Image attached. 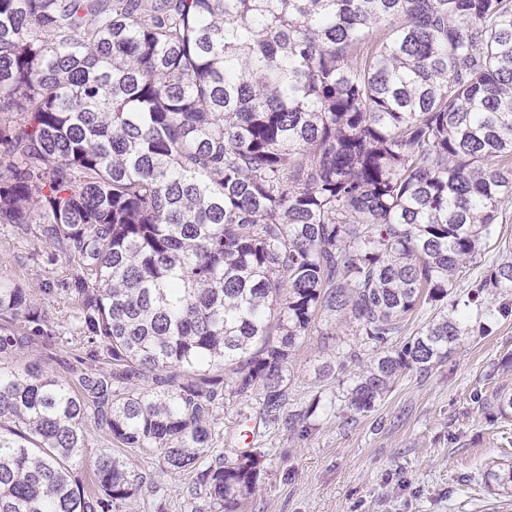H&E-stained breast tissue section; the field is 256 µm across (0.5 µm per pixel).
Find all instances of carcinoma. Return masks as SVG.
Returning <instances> with one entry per match:
<instances>
[{
    "instance_id": "1",
    "label": "carcinoma",
    "mask_w": 512,
    "mask_h": 512,
    "mask_svg": "<svg viewBox=\"0 0 512 512\" xmlns=\"http://www.w3.org/2000/svg\"><path fill=\"white\" fill-rule=\"evenodd\" d=\"M511 161L512 0H0V226L73 305L0 278V512H120L145 477L86 458L89 422L196 471L190 512H238L262 455L212 458L207 374L276 420L292 351L348 316L370 356L321 370L358 364L360 414L487 333L512 315V250L487 258ZM66 331L112 369L10 364ZM490 476L512 496L511 464ZM50 250L40 243L32 241L29 235L6 231L0 227V258L5 262L0 266V275L8 281L20 284L33 295L37 303L54 321H63L69 315L71 305L60 296L43 293L44 280L65 277L60 263L50 265L47 262Z\"/></svg>"
}]
</instances>
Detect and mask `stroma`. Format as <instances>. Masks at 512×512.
I'll use <instances>...</instances> for the list:
<instances>
[{"label":"stroma","mask_w":512,"mask_h":512,"mask_svg":"<svg viewBox=\"0 0 512 512\" xmlns=\"http://www.w3.org/2000/svg\"><path fill=\"white\" fill-rule=\"evenodd\" d=\"M29 235L0 231V276L20 284L52 320L71 306L43 292L45 279L63 278L61 265ZM86 347L64 336L53 354L30 348L15 367L38 364L65 375ZM335 350L319 336L305 339L288 361L287 400L278 421L264 420L259 391L225 394L210 423L214 455L257 449L263 471L239 512H512L486 484V475L512 444V418L489 423L481 401L512 391V317L491 324L483 336L457 345L445 363L428 372L403 374L375 408L348 410L343 382L354 365L323 375ZM127 466L146 473V489L123 512H189L185 492L194 473L167 472L152 455L118 452Z\"/></svg>","instance_id":"1"}]
</instances>
